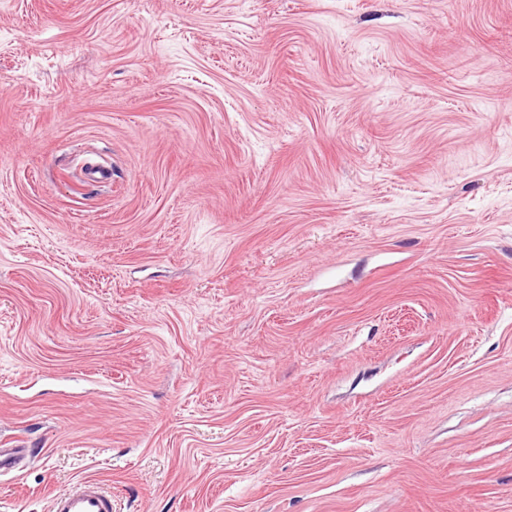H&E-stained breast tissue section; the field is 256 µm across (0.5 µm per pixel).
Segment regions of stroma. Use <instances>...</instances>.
Listing matches in <instances>:
<instances>
[{
  "label": "stroma",
  "instance_id": "obj_1",
  "mask_svg": "<svg viewBox=\"0 0 512 512\" xmlns=\"http://www.w3.org/2000/svg\"><path fill=\"white\" fill-rule=\"evenodd\" d=\"M12 435L0 512H512V0H0ZM4 445H0V474L21 471L25 460L30 459L29 448H20L19 445L3 448ZM52 512H112V495L97 481L83 479L54 498Z\"/></svg>",
  "mask_w": 512,
  "mask_h": 512
}]
</instances>
